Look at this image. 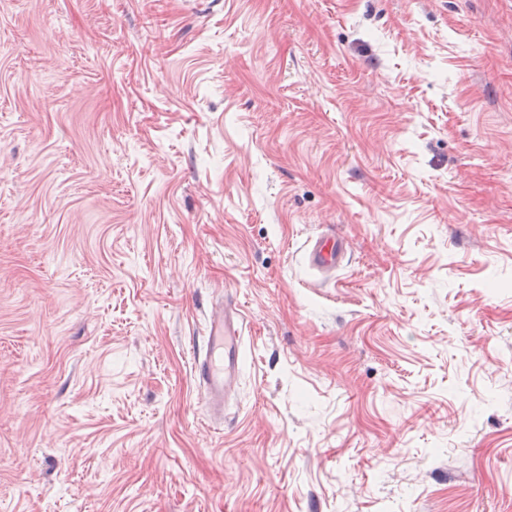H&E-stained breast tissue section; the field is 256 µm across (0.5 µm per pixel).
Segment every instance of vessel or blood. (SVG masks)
<instances>
[{
	"mask_svg": "<svg viewBox=\"0 0 512 512\" xmlns=\"http://www.w3.org/2000/svg\"><path fill=\"white\" fill-rule=\"evenodd\" d=\"M344 256V244L333 234L321 235L306 245L309 266L323 275L335 272ZM243 343V319L237 306L227 303L210 314L203 345L194 350L192 361L199 397L213 423L224 422L241 375Z\"/></svg>",
	"mask_w": 512,
	"mask_h": 512,
	"instance_id": "b4317fda",
	"label": "vessel or blood"
}]
</instances>
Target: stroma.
I'll use <instances>...</instances> for the list:
<instances>
[{
	"mask_svg": "<svg viewBox=\"0 0 512 512\" xmlns=\"http://www.w3.org/2000/svg\"><path fill=\"white\" fill-rule=\"evenodd\" d=\"M0 512H512V0H0ZM345 247L340 237L324 234L306 245V259L309 266L324 275L334 273L342 264ZM202 349L194 348L193 375L210 420L222 425L241 375L243 319L236 304L213 311L205 327Z\"/></svg>",
	"mask_w": 512,
	"mask_h": 512,
	"instance_id": "1",
	"label": "stroma"
}]
</instances>
